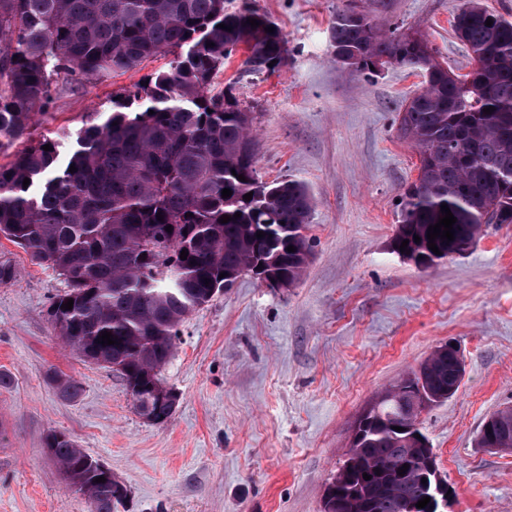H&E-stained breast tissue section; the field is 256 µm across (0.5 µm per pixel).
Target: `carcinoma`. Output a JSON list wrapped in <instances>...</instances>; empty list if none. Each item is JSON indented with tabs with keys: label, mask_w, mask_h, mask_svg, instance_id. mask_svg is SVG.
<instances>
[{
	"label": "carcinoma",
	"mask_w": 512,
	"mask_h": 512,
	"mask_svg": "<svg viewBox=\"0 0 512 512\" xmlns=\"http://www.w3.org/2000/svg\"><path fill=\"white\" fill-rule=\"evenodd\" d=\"M453 30L473 62L458 78L417 32L385 34L353 8L337 12L331 27L333 56L354 73L377 62L426 73L425 88L400 117V131L420 157L391 242L392 252L409 261L416 254L435 260L463 254L483 225L512 224V21L480 0H465ZM240 49L247 74L272 72L288 54L268 16L245 4L230 9L227 0H0V148L29 140L34 116L52 102L59 83L128 72L149 57L174 54L168 69L115 102L103 123L81 129L66 162L58 143L44 139L0 166V238L66 283L50 303L54 335L83 362L120 364L135 410L155 425L175 408L142 398L136 387L162 382L178 326L210 302L220 274L238 278L261 267L266 279L285 278L291 286L311 254L307 188L297 180L260 181L251 113L209 94L213 77ZM489 106L495 110L484 113ZM225 188L232 191L227 198ZM443 204L457 221L454 240H434L437 255L427 230L443 217ZM224 215L231 221L219 222ZM259 231L265 236L256 237ZM404 240L408 254L400 251ZM70 299L73 308H62ZM104 331L116 344H98ZM452 371L438 348L367 404L326 487L333 494L323 497L322 512H430L416 503L433 493L426 467L433 448L419 415L404 406L418 395L429 407L448 401ZM49 380L64 401L81 393L77 381L56 371ZM495 415L476 443L484 447L489 434L512 448V408ZM45 447L93 512H112L120 503L112 478L70 435L51 433ZM99 477L105 481L95 482Z\"/></svg>",
	"instance_id": "carcinoma-1"
}]
</instances>
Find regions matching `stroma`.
Listing matches in <instances>:
<instances>
[{"instance_id": "stroma-1", "label": "stroma", "mask_w": 512, "mask_h": 512, "mask_svg": "<svg viewBox=\"0 0 512 512\" xmlns=\"http://www.w3.org/2000/svg\"><path fill=\"white\" fill-rule=\"evenodd\" d=\"M245 2L281 28L288 56L259 75L233 57L210 91L252 114L260 180L308 187L309 264L289 288L242 276L185 319L161 371L179 401L153 425L118 373L80 361L53 335L47 311L63 278L0 239V260L18 270L0 285V371L12 380L0 388V512H89L46 454L52 431L127 486L117 512H321L358 414L450 342L463 381L420 417L454 492L447 512H512V452L475 445L484 421L512 407V224L486 225L468 252L426 269L392 253L398 201L419 163L399 114L424 73L352 74L330 49L337 12L352 6L383 30L420 31L449 72L467 74L468 49L452 31L463 0H232ZM170 60L59 87L33 140L68 155L113 99ZM53 369L81 384L76 401L57 397Z\"/></svg>"}]
</instances>
